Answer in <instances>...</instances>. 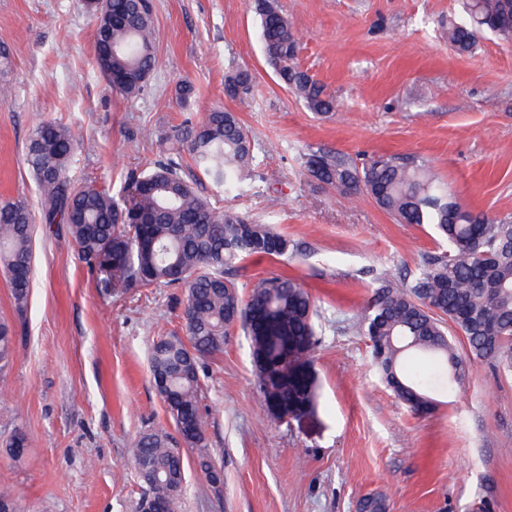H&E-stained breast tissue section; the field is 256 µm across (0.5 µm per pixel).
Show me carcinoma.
<instances>
[{
    "label": "carcinoma",
    "mask_w": 512,
    "mask_h": 512,
    "mask_svg": "<svg viewBox=\"0 0 512 512\" xmlns=\"http://www.w3.org/2000/svg\"><path fill=\"white\" fill-rule=\"evenodd\" d=\"M264 59L279 81L325 117L336 98L297 64L300 43L278 0H253ZM461 20H448V45L470 53L485 33L512 40V0H463ZM95 64L109 86L137 97L155 64L153 16L148 0H114L96 15ZM252 75L239 67L224 83L244 100ZM164 155L152 169L130 178L116 198L94 184L75 189L69 177L78 139L65 124L41 121L26 144V161L43 196L44 224H64L90 271L107 294L153 285L186 289V337L171 336L152 349L154 387L181 444L164 428L138 435L130 460L146 491L157 481L184 485L182 448L197 451L196 464L211 483L222 481L207 448L208 421L200 409V370L224 349V336L241 325L250 340L257 391L266 407L299 418L314 411L310 363L316 344L315 304L295 279L272 274L243 296L227 273L253 256L302 254L301 244L243 216L215 208L182 173L181 152L212 184L236 188L253 165L248 132L237 113L215 109L163 140ZM304 167L321 188L345 197L367 193L400 224H430L448 249L423 257L409 280L387 273L378 279L364 313V334L386 385L411 411L434 408L429 391L463 383L468 361L457 352L455 332L474 360L512 376V220L462 205L432 170L412 156H377L358 165L351 157L319 148ZM35 216L21 198L0 199V271L16 306L25 304L33 267ZM15 354V336L0 321V371ZM359 512H388L381 495L367 496Z\"/></svg>",
    "instance_id": "1"
}]
</instances>
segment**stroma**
Instances as JSON below:
<instances>
[{"instance_id": "stroma-1", "label": "stroma", "mask_w": 512, "mask_h": 512, "mask_svg": "<svg viewBox=\"0 0 512 512\" xmlns=\"http://www.w3.org/2000/svg\"><path fill=\"white\" fill-rule=\"evenodd\" d=\"M300 40L298 64L335 95L320 117L281 86L263 58L248 0H152L155 66L129 99L94 61L97 20L85 0H0V48L10 52L0 101V198L41 211L25 161L38 121L79 140L70 175L120 196L149 170L161 137L185 118L237 112L254 144V172L227 192L199 191L231 214L271 224L305 256L250 257L229 276L241 293L271 273L296 279L320 314L311 371L314 413L271 420L256 388L241 327L201 371L208 447L224 483L213 489L193 451L176 512H358L368 494L389 512H512V378L472 361L461 389L434 392L436 409L412 412L372 363L361 313L385 273L414 277L442 243L427 224H400L370 196L349 199L310 181L317 148L358 161L413 155L462 203L512 218V42L484 35L453 52L441 23L457 0H278ZM244 66L249 100L224 94ZM194 93L176 94L182 83ZM24 309L0 274V319L16 355L0 372V441L27 439L15 462L0 452V489L16 512H137L144 486L129 456L142 432L174 423L149 371L155 343L183 334V289L138 288L108 297L79 258L65 225L38 224Z\"/></svg>"}]
</instances>
